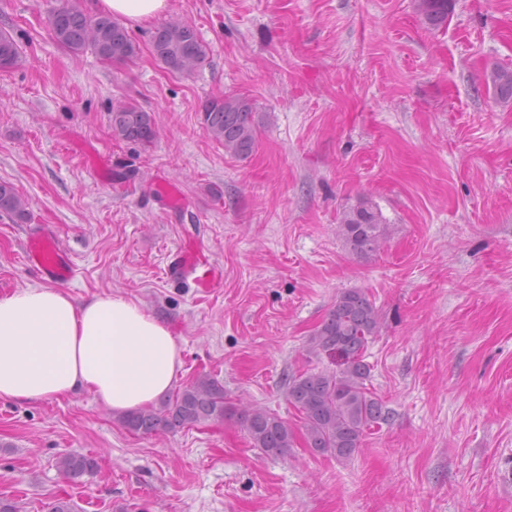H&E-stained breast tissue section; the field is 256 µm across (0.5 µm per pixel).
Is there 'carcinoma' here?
<instances>
[{
  "label": "carcinoma",
  "instance_id": "carcinoma-1",
  "mask_svg": "<svg viewBox=\"0 0 512 512\" xmlns=\"http://www.w3.org/2000/svg\"><path fill=\"white\" fill-rule=\"evenodd\" d=\"M454 0H416L417 11L433 29L445 25ZM49 24L54 40L74 55L87 49L106 61H127L138 47L128 31L108 14L88 15L76 0H57ZM154 57L168 71L184 76L194 74L207 55V47L196 29L177 20L168 21L152 36ZM19 58L15 39L0 31V69L13 67ZM494 92L501 100L512 99V69L499 67L490 75ZM204 133L224 146V152L245 158L257 146L258 120L252 100L241 94H226L202 105ZM110 129L115 139L148 144L156 136L155 119L130 103L112 106ZM27 201L9 182H0V212L19 220L27 216ZM388 234L381 210L362 197L344 209L336 224V235L358 256L379 250ZM378 311L366 291L346 289L326 318L308 336L307 350L336 359V368H314L288 379V402L298 412L305 447L320 454L348 461L359 451L368 429L388 420V412L366 386L369 367L364 362L368 340L376 334ZM233 409L224 401V386L205 376L184 386L176 395L155 407L150 405L121 416L122 424L144 435L192 427L205 420H224ZM240 420L253 447L285 458L296 446L288 423L277 414L252 409ZM96 458L79 453L58 461L59 470L76 480L97 470Z\"/></svg>",
  "mask_w": 512,
  "mask_h": 512
}]
</instances>
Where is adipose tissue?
Masks as SVG:
<instances>
[{"label":"adipose tissue","mask_w":512,"mask_h":512,"mask_svg":"<svg viewBox=\"0 0 512 512\" xmlns=\"http://www.w3.org/2000/svg\"><path fill=\"white\" fill-rule=\"evenodd\" d=\"M100 9L135 25L168 0H100ZM182 366L170 330L139 302L95 296L75 302L62 290L28 286L0 295V399L39 402L91 392L117 413L149 406Z\"/></svg>","instance_id":"1"}]
</instances>
